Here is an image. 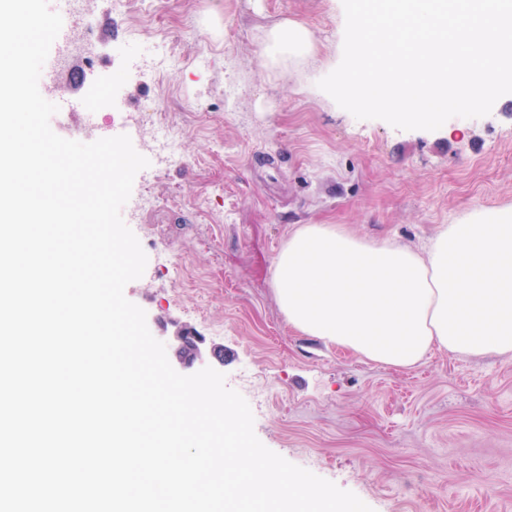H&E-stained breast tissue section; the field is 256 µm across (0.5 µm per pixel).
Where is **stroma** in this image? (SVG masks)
<instances>
[{"mask_svg": "<svg viewBox=\"0 0 512 512\" xmlns=\"http://www.w3.org/2000/svg\"><path fill=\"white\" fill-rule=\"evenodd\" d=\"M112 2L89 0L92 28L67 17L39 89L61 103L80 71L112 93L98 126L140 132L150 165L122 218L148 262L125 296L152 335L168 344L189 326L222 347L218 370L259 440L373 512H512V359L372 362L290 328L270 277L302 224L419 249L467 212L512 205V94L489 115L403 131L354 118L317 86L342 58V0ZM283 20L309 28L312 53H267ZM161 42L179 66L145 65ZM153 102L182 131L179 162L151 148Z\"/></svg>", "mask_w": 512, "mask_h": 512, "instance_id": "1", "label": "stroma"}]
</instances>
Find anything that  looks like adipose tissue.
I'll return each mask as SVG.
<instances>
[{"label":"adipose tissue","instance_id":"adipose-tissue-1","mask_svg":"<svg viewBox=\"0 0 512 512\" xmlns=\"http://www.w3.org/2000/svg\"><path fill=\"white\" fill-rule=\"evenodd\" d=\"M289 327L395 368L435 350L512 359V208L441 225L424 251L304 224L271 268Z\"/></svg>","mask_w":512,"mask_h":512}]
</instances>
